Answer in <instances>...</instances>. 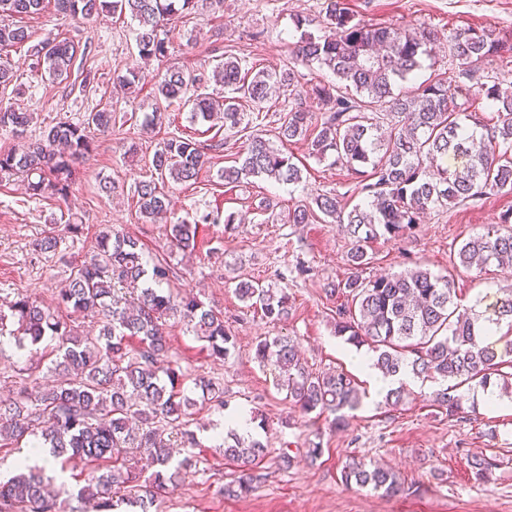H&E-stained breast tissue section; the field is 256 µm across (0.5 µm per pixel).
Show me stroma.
<instances>
[{
    "label": "stroma",
    "instance_id": "obj_1",
    "mask_svg": "<svg viewBox=\"0 0 512 512\" xmlns=\"http://www.w3.org/2000/svg\"><path fill=\"white\" fill-rule=\"evenodd\" d=\"M323 0H224L222 9L191 14L172 24L169 64L207 74L204 94L220 96L224 88L211 75L225 54L246 59L257 67L281 71L290 64L289 46L302 32L320 34L316 24ZM351 10L374 25L397 24L412 29L421 25L438 33L437 47L416 75L417 81L452 76L457 69L448 52L449 31L460 27L491 26L512 38V0H347ZM310 18L307 29H297L296 16ZM34 40L69 38L86 44L90 52L84 68L96 71L98 80L82 84L73 73L70 85L40 79L30 70L25 50L0 54V63L16 75L12 84L0 86V104L34 112L24 134L0 128V151L38 139L60 121L81 123L90 112L111 105L115 119L106 133L97 135L96 150L88 165L78 167L67 201L29 198L22 178L0 182V300L21 295L37 298L52 308L74 266L97 249V236L108 228L124 230L138 238L153 259L166 262L170 286L196 297L205 307L220 310L235 338L229 355L217 359L203 341L180 324L168 329L170 355L188 377L205 376L224 388V410H198L192 428L199 441L193 449L194 465L184 471L180 484L169 489L151 512H512V399L486 403L482 392L469 394L465 418L448 419L433 405L436 385L409 380L399 406L384 403V392L373 389L369 377L358 373L350 354L352 345L334 334V312L341 299L329 286L347 274L349 241L338 225L323 221L291 224L287 217L296 206L309 203L317 191H338L348 205L363 203L356 179L340 167L308 157L304 142H282L277 137V102L266 103L260 129L272 146L304 163L303 180L296 185L277 184L251 177L224 184L221 168L232 165L231 152L214 154L210 168L194 184L167 183L174 217L196 212L234 214L232 224L200 225L195 249L183 253L169 244L165 225L148 224L139 215L135 189L150 176V162L160 144L182 136L200 144L224 139L220 121L190 120V104L173 102L161 129L142 126L143 113L155 106L153 83L156 63L142 67V78L132 89L114 87L116 76L132 66L134 29L128 15L72 18L55 11L27 19ZM137 154H129L130 146ZM112 181V194L99 188ZM274 202L279 223H271L264 209ZM512 210V194L470 200L430 211L411 236L380 240L373 245L367 275L424 268L432 273H454L458 294L465 305L477 297L512 286V266L495 264L468 270L453 268L452 245L468 235L499 223ZM82 222L80 234L67 232L68 218ZM53 233L60 243L56 252L35 250L36 240ZM305 262L307 275L290 282L291 311L287 320L272 322L261 310L239 300L238 281H270L273 270L284 264ZM289 336L301 349L307 367L315 372L341 368L354 373L368 396L355 411L348 427L330 430L325 417L305 415L291 407L275 387L272 374L254 357L256 343L266 337ZM48 359L28 357L15 346H0V400L20 388L37 392L56 378ZM244 410L255 414L256 434L270 453L250 471L252 490L244 497L225 496V483L239 477L236 464L225 461L212 434L223 428L226 414ZM321 442L323 454L315 463L295 460L283 468L281 450L307 448ZM494 450L501 464L492 479L476 481L473 456ZM382 464L397 471L404 484L394 497L368 487L348 486L341 471L349 456Z\"/></svg>",
    "mask_w": 512,
    "mask_h": 512
}]
</instances>
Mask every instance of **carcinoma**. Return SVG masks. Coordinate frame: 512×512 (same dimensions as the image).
I'll list each match as a JSON object with an SVG mask.
<instances>
[{"mask_svg": "<svg viewBox=\"0 0 512 512\" xmlns=\"http://www.w3.org/2000/svg\"><path fill=\"white\" fill-rule=\"evenodd\" d=\"M201 0H0V16L32 17L53 4L72 17H98L129 13L137 21L135 50L139 60L161 62L169 47L161 33L175 17L199 10ZM323 34H302L289 47L292 66L281 72L247 67L231 55L214 74L224 85V99L196 93L202 78L170 66L156 84L155 98L169 103L192 94L191 119L224 121V130L237 133L245 121L238 97L260 107L272 97L275 86L288 88L281 105L278 138L307 141L308 154L358 175V193L365 203L348 207L343 196L318 193L311 203L288 213V223L309 224L317 214L336 223L351 238L349 272L330 288L342 295L336 307L335 333L356 347L368 346L373 365L384 376L398 374L440 381L432 402L450 417L465 413V393L476 387L498 386L512 394V288H502L489 304L479 299L472 306L460 303L453 274L428 270L364 276L370 264L368 249L379 239L403 237L412 232L420 215L469 199L512 194V79L489 75L473 66L489 61L512 44L495 29L463 28L448 35V51L458 61L455 79L424 81L395 92L421 67L437 36L426 27L410 31L365 22L345 0H324ZM24 25L0 22V49L27 47L32 70L62 83L71 77L77 55L88 54L72 40L32 42ZM318 64L334 80L303 90L295 84L294 67ZM316 99L325 113L316 133H310L313 113L302 99ZM484 99L497 112L490 124L470 111L471 102ZM33 113L0 106V127L22 134ZM112 128V109L89 114L86 122H60L44 137L19 150L0 151V179L21 175L34 199L65 201L71 191L74 165L95 150L93 130ZM230 140L201 146L172 136L156 149L150 179L136 186L139 213L145 222L166 218L170 207L165 181H196L210 163L209 153L231 150ZM461 165L448 168V154ZM265 176L277 183L298 184L302 169L293 157L273 147L261 134L248 138L238 164L221 171L224 184L250 176ZM214 224L206 213L169 225L172 246L195 247L199 224ZM512 212L502 225L469 236L453 249V267L470 269L492 262L512 265ZM170 267L150 262L131 236L109 229L99 235L97 253L82 262L57 297V308L75 318H91L98 334L83 336L75 325L37 301L21 296L9 302L15 328H7L0 313V343L9 339L20 350L51 346L53 369L62 374L57 383L35 395L17 392L0 411V436L16 448L43 441L52 457L66 470L78 460L89 469L84 484L64 489L70 497L87 503L93 512H114L122 504L140 512L150 508L168 487L181 481L183 464L171 465L169 433L184 448L197 446L188 429L197 400L186 395L183 374L169 359L165 339L168 320L178 318L208 343L211 355L223 358L234 345L224 328V316L206 309L195 297L165 288ZM148 282L132 300L122 304L115 287ZM239 299L260 307L272 321L288 317L287 289L274 283L246 279L238 282ZM507 333L497 336L502 325ZM137 339V347L129 342ZM255 359L272 367L275 384L302 414L328 412L331 425L346 424V412L363 400L360 385L342 370L315 373L305 366L298 344L291 339H263L255 346ZM203 403L224 410V388L210 379H194ZM224 457L245 469L267 454L260 440L235 433L223 442ZM147 455L158 470L145 477L134 471L136 457ZM478 481L488 480L497 467L494 455H479L470 463ZM342 477L347 484L369 486L386 495L402 491L401 479L390 469L372 467L352 457ZM134 494L118 495L124 488ZM252 490L244 473L224 486L228 497ZM0 512H62L58 495L49 489L44 469L27 461L15 464V474L0 480Z\"/></svg>", "mask_w": 512, "mask_h": 512, "instance_id": "obj_1", "label": "carcinoma"}]
</instances>
